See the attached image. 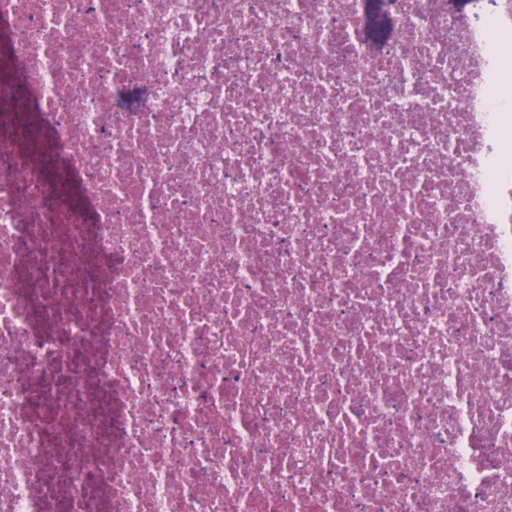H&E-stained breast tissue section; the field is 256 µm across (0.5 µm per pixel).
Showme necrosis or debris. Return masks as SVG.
<instances>
[{"label":"necrosis or debris","instance_id":"necrosis-or-debris-1","mask_svg":"<svg viewBox=\"0 0 512 512\" xmlns=\"http://www.w3.org/2000/svg\"><path fill=\"white\" fill-rule=\"evenodd\" d=\"M365 4L0 0V512H512V0ZM494 8V0H448V10L454 13L480 17Z\"/></svg>","mask_w":512,"mask_h":512}]
</instances>
